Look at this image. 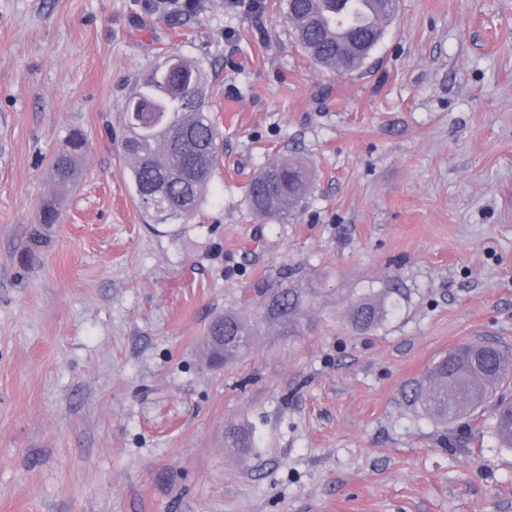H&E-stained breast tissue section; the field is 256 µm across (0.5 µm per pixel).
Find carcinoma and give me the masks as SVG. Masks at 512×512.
Listing matches in <instances>:
<instances>
[{"mask_svg": "<svg viewBox=\"0 0 512 512\" xmlns=\"http://www.w3.org/2000/svg\"><path fill=\"white\" fill-rule=\"evenodd\" d=\"M359 0H285L286 22L294 42L317 65L337 73L359 70L382 39L387 22L397 12L398 0H381L387 10L384 23L361 18ZM170 70L157 64L139 77L126 98L121 123L122 149L132 194L147 222L188 223L203 210L205 193L218 164L221 132L209 113L207 76L201 61L173 52L165 57ZM84 138L75 133L69 149L51 163L61 187L75 182L76 160ZM313 178L311 166L297 156H283L267 164L252 180L247 202L260 220H284L301 206ZM55 199L45 200L38 223L56 224ZM384 307L363 297L349 309V321L358 330L375 326ZM212 336H225L224 357L240 352L250 340V329L233 316L215 322ZM512 382V350L490 342L460 346L432 368L430 382L414 390L438 423H462L467 433L484 428L479 408L493 403L490 424L499 443L512 448V398L503 392Z\"/></svg>", "mask_w": 512, "mask_h": 512, "instance_id": "cac0c4a2", "label": "carcinoma"}]
</instances>
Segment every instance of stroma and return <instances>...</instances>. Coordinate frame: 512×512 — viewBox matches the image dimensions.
<instances>
[{
	"mask_svg": "<svg viewBox=\"0 0 512 512\" xmlns=\"http://www.w3.org/2000/svg\"><path fill=\"white\" fill-rule=\"evenodd\" d=\"M172 52L203 61L223 138L198 223L147 224L119 120ZM286 154L309 193L255 219ZM370 292L391 311L359 331ZM225 314L254 336L215 365ZM484 341L512 349V0H399L350 74L278 0H0V512H512V448L407 399ZM84 138L75 133L71 136L69 149L57 154L51 163L54 180L61 187H69L75 182L76 160L83 150ZM313 178L311 166L297 156H282L267 164L252 180L247 202L260 220H284L301 206Z\"/></svg>",
	"mask_w": 512,
	"mask_h": 512,
	"instance_id": "stroma-1",
	"label": "stroma"
}]
</instances>
